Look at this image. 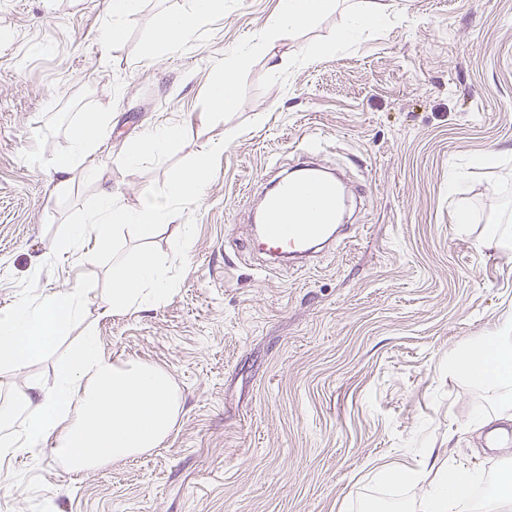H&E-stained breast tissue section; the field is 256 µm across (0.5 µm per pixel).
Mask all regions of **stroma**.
<instances>
[{
  "label": "stroma",
  "mask_w": 512,
  "mask_h": 512,
  "mask_svg": "<svg viewBox=\"0 0 512 512\" xmlns=\"http://www.w3.org/2000/svg\"><path fill=\"white\" fill-rule=\"evenodd\" d=\"M107 2L0 0V310L72 288L88 297L82 323L0 387L13 415L0 438L26 415L24 378L51 387L88 331L113 361L167 371L178 413L162 446L122 460L76 469L48 442L0 456V512H358L387 496L391 512H419V485L387 483L381 469L431 479L452 464L476 471L481 489L511 478L512 446L485 438L512 414L448 358L512 316V251L478 244L512 223V0H383L387 24L340 47L358 0H338L275 42L278 77L251 46L279 0H224L185 47L148 62L141 49L161 18L192 0H140L106 48ZM229 63L239 105L217 114L210 89ZM88 112L110 118L93 162L131 209L163 199L223 143L205 198L176 212L192 227L185 254L154 227L54 258V241L96 204L82 180L53 192ZM165 124L183 128L168 152L127 164ZM302 148L348 169L366 197L358 237L314 268L266 270L246 202ZM492 152L499 167L484 164ZM143 248L171 262L176 292L102 316L120 260ZM464 421L471 431H458Z\"/></svg>",
  "instance_id": "35a3bbf8"
}]
</instances>
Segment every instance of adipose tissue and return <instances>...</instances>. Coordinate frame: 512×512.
Wrapping results in <instances>:
<instances>
[{
	"label": "adipose tissue",
	"mask_w": 512,
	"mask_h": 512,
	"mask_svg": "<svg viewBox=\"0 0 512 512\" xmlns=\"http://www.w3.org/2000/svg\"><path fill=\"white\" fill-rule=\"evenodd\" d=\"M333 6L334 0H281L279 13L257 50L314 24ZM223 11L224 0H195L191 13L165 16L155 36L143 44L142 57L150 59L161 48L185 44L196 22ZM108 124L104 113L85 114L70 134V151L55 164V193L66 192L78 178L99 186L94 208L56 240L55 252L78 253L87 240L107 247L119 229L171 222L174 205L195 202L207 194L215 154L211 148L169 182L164 202L148 201L134 210L125 207L118 192L101 185L99 168L87 162ZM176 286L169 264L151 251H142L113 275L110 311L149 310L174 293ZM86 303L82 291L70 289L36 304L19 301L0 315V374H20L30 359L50 350L81 319ZM448 368L500 392V408L511 410L512 317L500 322L479 348L451 359ZM23 396L29 409L26 420L20 431L0 443V453L24 452L52 438L57 454L80 465L160 447L178 410L171 378L163 368L143 361L115 363L101 352L93 336L62 362L51 388L30 383ZM476 479L475 472L449 467L436 485L424 487L423 512H471L470 489Z\"/></svg>",
	"instance_id": "1"
}]
</instances>
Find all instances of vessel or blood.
<instances>
[{
  "label": "vessel or blood",
  "instance_id": "obj_1",
  "mask_svg": "<svg viewBox=\"0 0 512 512\" xmlns=\"http://www.w3.org/2000/svg\"><path fill=\"white\" fill-rule=\"evenodd\" d=\"M345 193L336 180L316 169L301 166L298 174L277 181L264 201L258 217V252L278 258L288 256L310 263L320 242L349 236H336L334 226Z\"/></svg>",
  "mask_w": 512,
  "mask_h": 512
}]
</instances>
